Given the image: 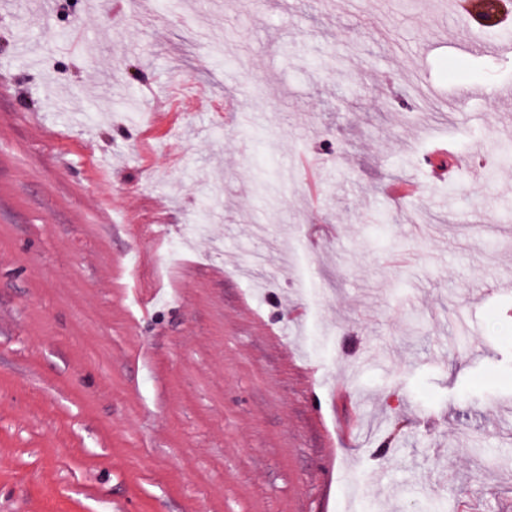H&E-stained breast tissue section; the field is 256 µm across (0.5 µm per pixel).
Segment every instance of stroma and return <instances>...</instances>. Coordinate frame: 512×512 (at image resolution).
<instances>
[{
    "label": "stroma",
    "instance_id": "35a3bbf8",
    "mask_svg": "<svg viewBox=\"0 0 512 512\" xmlns=\"http://www.w3.org/2000/svg\"><path fill=\"white\" fill-rule=\"evenodd\" d=\"M56 2L0 9V512H512V0Z\"/></svg>",
    "mask_w": 512,
    "mask_h": 512
}]
</instances>
